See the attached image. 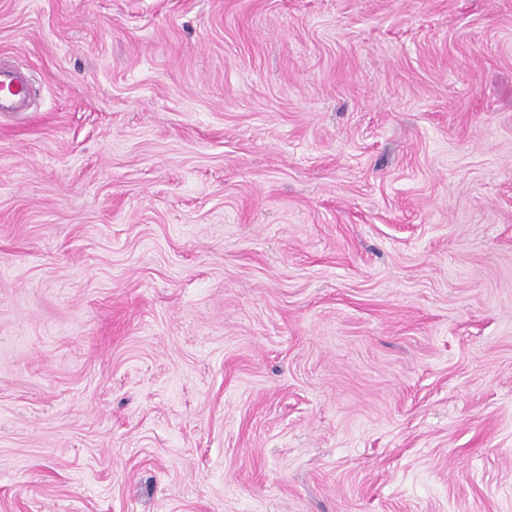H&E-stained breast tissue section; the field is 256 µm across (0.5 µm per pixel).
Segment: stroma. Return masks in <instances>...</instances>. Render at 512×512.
Segmentation results:
<instances>
[{"mask_svg":"<svg viewBox=\"0 0 512 512\" xmlns=\"http://www.w3.org/2000/svg\"><path fill=\"white\" fill-rule=\"evenodd\" d=\"M0 512H512V0H0ZM28 77L16 69L0 68V112L22 108L30 93Z\"/></svg>","mask_w":512,"mask_h":512,"instance_id":"35a3bbf8","label":"stroma"}]
</instances>
